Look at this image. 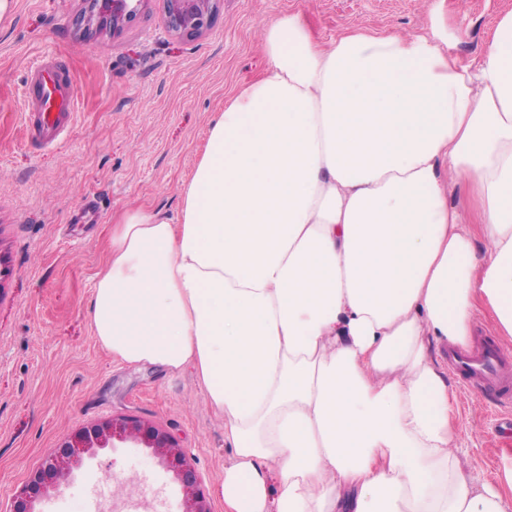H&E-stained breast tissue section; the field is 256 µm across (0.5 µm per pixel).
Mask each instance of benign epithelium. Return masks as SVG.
Returning a JSON list of instances; mask_svg holds the SVG:
<instances>
[{
    "instance_id": "benign-epithelium-1",
    "label": "benign epithelium",
    "mask_w": 512,
    "mask_h": 512,
    "mask_svg": "<svg viewBox=\"0 0 512 512\" xmlns=\"http://www.w3.org/2000/svg\"><path fill=\"white\" fill-rule=\"evenodd\" d=\"M221 0H164L167 28L181 36L196 37L211 25ZM144 0H89L87 22L118 33L138 13ZM148 448L158 463L181 485L187 512H211L200 492V478L188 456L164 429L124 417L83 427L62 440L46 462L33 471L11 512H36V503L50 496L68 479L84 457L117 445Z\"/></svg>"
}]
</instances>
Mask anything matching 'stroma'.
Instances as JSON below:
<instances>
[{
    "label": "stroma",
    "mask_w": 512,
    "mask_h": 512,
    "mask_svg": "<svg viewBox=\"0 0 512 512\" xmlns=\"http://www.w3.org/2000/svg\"><path fill=\"white\" fill-rule=\"evenodd\" d=\"M85 0H16L0 27V512L58 442L115 415L156 423L185 448L212 512L224 510L230 452L224 419L192 372L166 375L113 360L89 301L107 270L108 226L136 207L177 217L180 191L217 112L266 66L263 23L300 13L324 41L347 30L439 27L448 52L476 65L512 0H220L211 27L167 31L163 0H146L121 33L86 29ZM50 64L77 94L65 134L28 140V79ZM459 443L470 471L512 465V405L494 406L459 374ZM124 492L115 512H185L184 495L145 448H108L74 471L41 512H90L92 495Z\"/></svg>",
    "instance_id": "35a3bbf8"
}]
</instances>
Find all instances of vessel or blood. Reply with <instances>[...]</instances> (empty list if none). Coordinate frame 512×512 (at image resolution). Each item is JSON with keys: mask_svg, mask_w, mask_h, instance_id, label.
Segmentation results:
<instances>
[{"mask_svg": "<svg viewBox=\"0 0 512 512\" xmlns=\"http://www.w3.org/2000/svg\"><path fill=\"white\" fill-rule=\"evenodd\" d=\"M30 86L31 139L39 143L54 142L68 125L75 109L74 85L52 68L32 72ZM448 362L471 387L479 390L494 387L504 399L512 400V359L505 356L497 345L487 344L475 355L449 349Z\"/></svg>", "mask_w": 512, "mask_h": 512, "instance_id": "b4317fda", "label": "vessel or blood"}]
</instances>
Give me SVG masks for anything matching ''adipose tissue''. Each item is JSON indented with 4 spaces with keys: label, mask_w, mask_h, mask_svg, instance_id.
<instances>
[{
    "label": "adipose tissue",
    "mask_w": 512,
    "mask_h": 512,
    "mask_svg": "<svg viewBox=\"0 0 512 512\" xmlns=\"http://www.w3.org/2000/svg\"><path fill=\"white\" fill-rule=\"evenodd\" d=\"M442 41L264 23L267 65L211 122L178 218L110 227L94 335L192 369L227 512H512V467H466L436 356L480 309L512 342V11L478 66Z\"/></svg>",
    "instance_id": "adipose-tissue-1"
}]
</instances>
